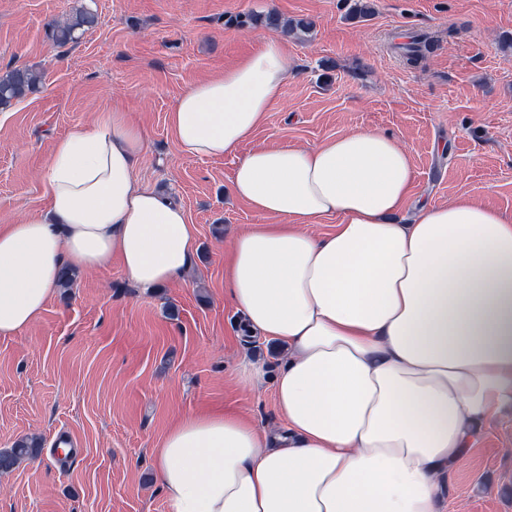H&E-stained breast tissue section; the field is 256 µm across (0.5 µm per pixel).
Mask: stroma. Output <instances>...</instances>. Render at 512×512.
<instances>
[{"mask_svg":"<svg viewBox=\"0 0 512 512\" xmlns=\"http://www.w3.org/2000/svg\"><path fill=\"white\" fill-rule=\"evenodd\" d=\"M0 0V73L39 71L0 108V225L44 210L56 140L117 107L143 131L141 187L197 227L181 281L143 292L119 264L80 270L24 331L0 339V449L27 436L38 458L0 472V512H168L152 450L172 420L212 409L282 428L274 378L283 345L244 335L224 297V247L262 218L230 193L236 156L182 153L168 115L271 36L268 14L306 20L285 35L289 76L249 147L312 146L361 129L394 135L415 172L410 205L459 194L512 214V0ZM96 23L56 46L53 23ZM440 40L408 65L396 43ZM263 364L253 389L240 355ZM446 512H512V408L487 425L448 488Z\"/></svg>","mask_w":512,"mask_h":512,"instance_id":"1","label":"stroma"}]
</instances>
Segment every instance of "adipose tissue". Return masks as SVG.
Listing matches in <instances>:
<instances>
[{
    "label": "adipose tissue",
    "mask_w": 512,
    "mask_h": 512,
    "mask_svg": "<svg viewBox=\"0 0 512 512\" xmlns=\"http://www.w3.org/2000/svg\"><path fill=\"white\" fill-rule=\"evenodd\" d=\"M287 78L269 37L185 89L169 114L181 150L236 153ZM144 147L117 109L55 142L47 210L0 225V339L39 316L62 266L116 261L147 291L182 278L196 228L138 185ZM413 180L373 129L241 157L231 191L265 221L225 249L224 286L249 335L286 347V428L180 416L153 450L168 512H444L458 463L512 406V215L465 195L406 211ZM326 217L333 232H306Z\"/></svg>",
    "instance_id": "adipose-tissue-1"
}]
</instances>
